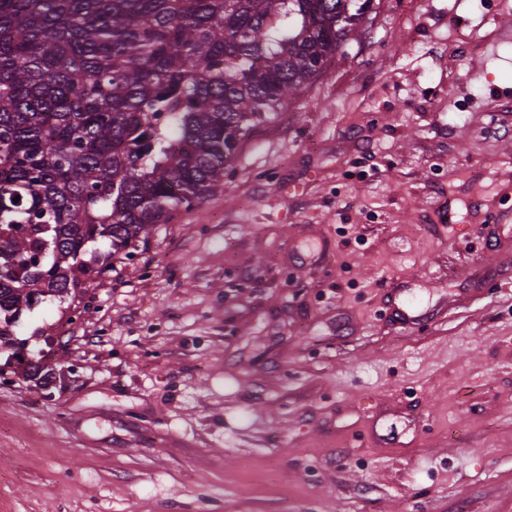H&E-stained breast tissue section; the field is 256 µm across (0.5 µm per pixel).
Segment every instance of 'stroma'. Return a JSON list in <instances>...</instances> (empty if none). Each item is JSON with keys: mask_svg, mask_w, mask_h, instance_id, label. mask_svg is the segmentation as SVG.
<instances>
[{"mask_svg": "<svg viewBox=\"0 0 512 512\" xmlns=\"http://www.w3.org/2000/svg\"><path fill=\"white\" fill-rule=\"evenodd\" d=\"M510 29L373 0L211 197L24 313L0 512H512ZM426 314L420 310L417 301L411 298L402 300L399 304H395L393 308L394 317L403 327H414Z\"/></svg>", "mask_w": 512, "mask_h": 512, "instance_id": "stroma-1", "label": "stroma"}]
</instances>
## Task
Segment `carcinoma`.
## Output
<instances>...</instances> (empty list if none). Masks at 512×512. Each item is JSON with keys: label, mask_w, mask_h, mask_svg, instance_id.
<instances>
[{"label": "carcinoma", "mask_w": 512, "mask_h": 512, "mask_svg": "<svg viewBox=\"0 0 512 512\" xmlns=\"http://www.w3.org/2000/svg\"><path fill=\"white\" fill-rule=\"evenodd\" d=\"M371 0H0V346L205 201ZM19 201H13V198Z\"/></svg>", "instance_id": "obj_1"}]
</instances>
